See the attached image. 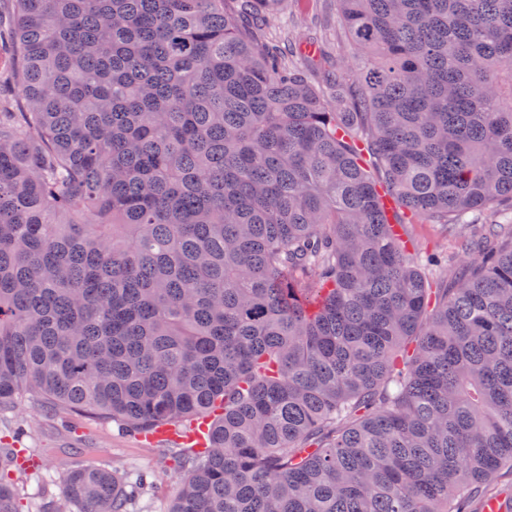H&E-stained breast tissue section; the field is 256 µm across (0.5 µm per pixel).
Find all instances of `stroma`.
<instances>
[{
  "label": "stroma",
  "mask_w": 512,
  "mask_h": 512,
  "mask_svg": "<svg viewBox=\"0 0 512 512\" xmlns=\"http://www.w3.org/2000/svg\"><path fill=\"white\" fill-rule=\"evenodd\" d=\"M334 4L335 0H284L294 40L301 42L316 34L335 38ZM404 232L415 250L439 245L453 262L465 258L459 239L435 225L409 224ZM0 441L13 442L35 460L33 468L14 477L23 495L22 512H51L62 497L65 476L81 466L105 467L123 478L139 472L153 474L152 487L133 502L131 512H170L181 486L182 474L166 443H145L119 433L111 422L78 414L53 415L39 399H23L15 411L0 419Z\"/></svg>",
  "instance_id": "35a3bbf8"
}]
</instances>
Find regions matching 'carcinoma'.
Segmentation results:
<instances>
[{"label":"carcinoma","instance_id":"obj_1","mask_svg":"<svg viewBox=\"0 0 512 512\" xmlns=\"http://www.w3.org/2000/svg\"><path fill=\"white\" fill-rule=\"evenodd\" d=\"M9 0L0 415L206 419L171 512H464L512 472V0ZM361 60L351 74L345 53ZM336 88L324 96L311 73ZM418 220L466 259L410 252ZM0 454V512H20ZM128 484L70 472L80 512ZM293 39L298 43L315 34L336 43L334 0H284Z\"/></svg>","mask_w":512,"mask_h":512}]
</instances>
